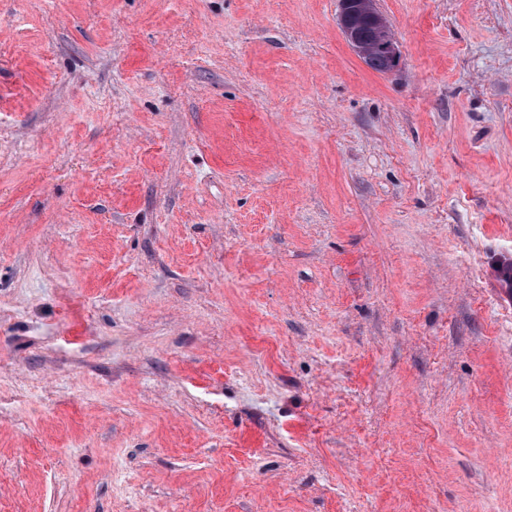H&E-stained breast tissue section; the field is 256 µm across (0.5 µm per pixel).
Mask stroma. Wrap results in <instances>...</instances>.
Returning a JSON list of instances; mask_svg holds the SVG:
<instances>
[{
  "label": "stroma",
  "instance_id": "stroma-1",
  "mask_svg": "<svg viewBox=\"0 0 512 512\" xmlns=\"http://www.w3.org/2000/svg\"><path fill=\"white\" fill-rule=\"evenodd\" d=\"M0 0V512H512V0ZM339 5V27L352 51L377 72L385 59L383 73L395 72L400 66L401 51L376 0H339ZM374 54H381L385 59L380 55L371 56ZM368 56L371 57L366 58Z\"/></svg>",
  "mask_w": 512,
  "mask_h": 512
}]
</instances>
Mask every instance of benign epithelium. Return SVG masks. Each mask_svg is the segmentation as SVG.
I'll return each mask as SVG.
<instances>
[{
  "label": "benign epithelium",
  "mask_w": 512,
  "mask_h": 512,
  "mask_svg": "<svg viewBox=\"0 0 512 512\" xmlns=\"http://www.w3.org/2000/svg\"><path fill=\"white\" fill-rule=\"evenodd\" d=\"M339 5V27L352 51L362 59L381 54L386 59L385 72H395L401 51L376 0H339Z\"/></svg>",
  "instance_id": "obj_1"
}]
</instances>
